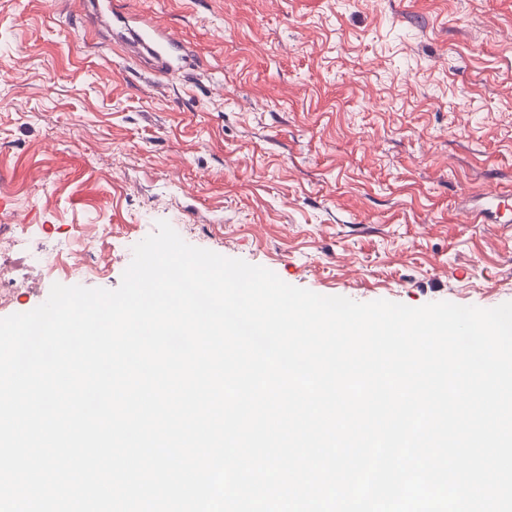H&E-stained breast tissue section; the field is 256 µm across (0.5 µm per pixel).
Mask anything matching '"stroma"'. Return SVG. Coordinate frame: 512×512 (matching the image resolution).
I'll use <instances>...</instances> for the list:
<instances>
[{
  "label": "stroma",
  "instance_id": "35a3bbf8",
  "mask_svg": "<svg viewBox=\"0 0 512 512\" xmlns=\"http://www.w3.org/2000/svg\"><path fill=\"white\" fill-rule=\"evenodd\" d=\"M161 220L325 296L512 301V0H0V239L71 266L112 227L0 318L116 289ZM129 42L138 54H148L158 57L163 65L170 64L164 57L179 42L169 31L160 28L153 22H144L140 30L132 29Z\"/></svg>",
  "mask_w": 512,
  "mask_h": 512
}]
</instances>
